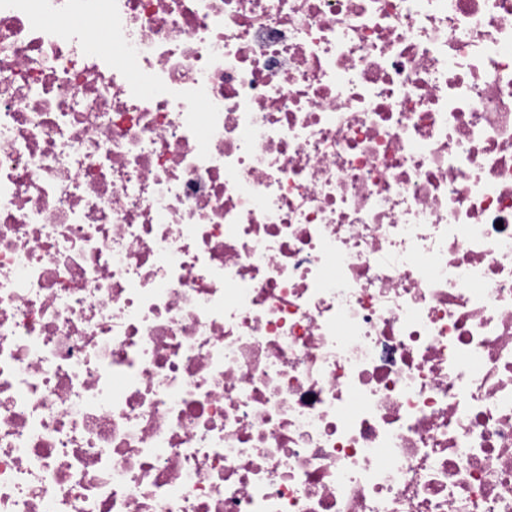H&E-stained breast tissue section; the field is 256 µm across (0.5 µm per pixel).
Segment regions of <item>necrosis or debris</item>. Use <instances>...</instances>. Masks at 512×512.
<instances>
[{
  "label": "necrosis or debris",
  "mask_w": 512,
  "mask_h": 512,
  "mask_svg": "<svg viewBox=\"0 0 512 512\" xmlns=\"http://www.w3.org/2000/svg\"><path fill=\"white\" fill-rule=\"evenodd\" d=\"M0 512H512V0H0Z\"/></svg>",
  "instance_id": "1"
}]
</instances>
